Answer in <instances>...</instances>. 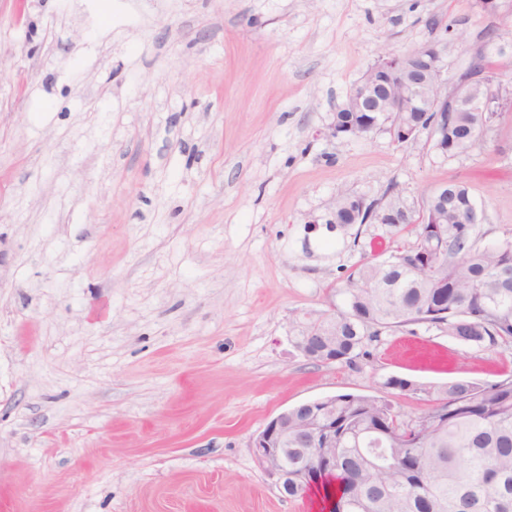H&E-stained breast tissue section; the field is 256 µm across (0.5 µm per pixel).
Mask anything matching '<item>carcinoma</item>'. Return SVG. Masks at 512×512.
Masks as SVG:
<instances>
[{"label": "carcinoma", "instance_id": "1", "mask_svg": "<svg viewBox=\"0 0 512 512\" xmlns=\"http://www.w3.org/2000/svg\"><path fill=\"white\" fill-rule=\"evenodd\" d=\"M476 98L493 99L485 114L465 106L448 113V138L433 142L450 157L474 149L471 134L491 126L512 110V96L502 83L477 80ZM435 113L342 112L340 118L399 132L406 124L428 128ZM336 222L363 224L353 197L343 192L334 204ZM440 222L415 228V242L388 257L362 262L346 287L339 289L345 308L293 327L303 341L308 325L322 323L336 340V362L352 366L382 330L412 323L435 325L465 346L493 350L512 340V239L483 245L477 225L484 210L463 183L448 185V206ZM398 397L422 390L413 381L390 376L383 382ZM437 404L406 420L388 398L351 393L336 395V474L322 482L339 497L332 512H512V380L487 386L457 380L438 390ZM300 425L288 428L290 498L305 491L291 474L315 467L317 448Z\"/></svg>", "mask_w": 512, "mask_h": 512}]
</instances>
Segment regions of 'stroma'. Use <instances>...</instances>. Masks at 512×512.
<instances>
[{"label": "stroma", "instance_id": "35a3bbf8", "mask_svg": "<svg viewBox=\"0 0 512 512\" xmlns=\"http://www.w3.org/2000/svg\"><path fill=\"white\" fill-rule=\"evenodd\" d=\"M512 0H0V512H321L258 466L277 413L385 378L512 379V346L423 324L355 366L291 326L364 259L413 244L338 224V191L418 213L468 184L512 238V115L468 155L428 133L329 137L381 48L437 42L457 78Z\"/></svg>", "mask_w": 512, "mask_h": 512}]
</instances>
